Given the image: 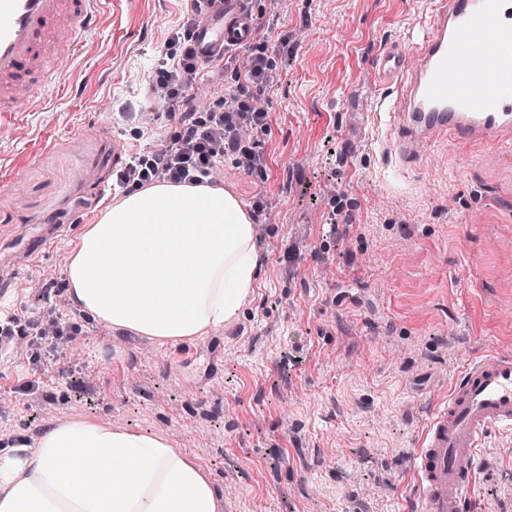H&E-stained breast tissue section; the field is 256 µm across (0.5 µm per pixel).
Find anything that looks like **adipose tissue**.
<instances>
[{"label": "adipose tissue", "instance_id": "ef3b65f1", "mask_svg": "<svg viewBox=\"0 0 512 512\" xmlns=\"http://www.w3.org/2000/svg\"><path fill=\"white\" fill-rule=\"evenodd\" d=\"M255 226L230 192L156 183L106 207L65 265L97 323L161 343L235 322L257 286ZM208 471L162 432L74 418L0 450V512H222Z\"/></svg>", "mask_w": 512, "mask_h": 512}]
</instances>
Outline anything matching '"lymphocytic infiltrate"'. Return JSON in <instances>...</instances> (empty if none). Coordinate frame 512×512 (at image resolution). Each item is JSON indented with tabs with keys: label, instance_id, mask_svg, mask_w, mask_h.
Masks as SVG:
<instances>
[{
	"label": "lymphocytic infiltrate",
	"instance_id": "lymphocytic-infiltrate-1",
	"mask_svg": "<svg viewBox=\"0 0 512 512\" xmlns=\"http://www.w3.org/2000/svg\"><path fill=\"white\" fill-rule=\"evenodd\" d=\"M204 11L203 0H195L191 17L172 30L164 43L148 86L149 96L158 103L183 107L184 112L161 148L146 155L132 154L117 170L113 184L124 191L161 181L212 183L223 176L228 165L260 175L266 171L265 156L256 141L267 136L270 128L269 113L261 103L275 79L267 44L247 42L250 65L244 70L237 68L235 57H227L222 69L229 84L227 96L216 97L203 112L190 107L194 82L203 67L193 45V32L197 16ZM244 125L252 129L253 139L239 136ZM78 332L77 324L63 322L61 313L53 310L43 319L13 311L0 320V334L27 341L25 368L12 392L23 396L38 392V369L59 359L55 337Z\"/></svg>",
	"mask_w": 512,
	"mask_h": 512
}]
</instances>
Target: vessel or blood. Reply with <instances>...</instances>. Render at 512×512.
<instances>
[{
    "label": "vessel or blood",
    "instance_id": "b4317fda",
    "mask_svg": "<svg viewBox=\"0 0 512 512\" xmlns=\"http://www.w3.org/2000/svg\"><path fill=\"white\" fill-rule=\"evenodd\" d=\"M107 0H0V129L33 111L58 80L55 60L76 59ZM412 43L373 61L392 90L378 101L389 151L416 152L448 134L464 145L512 148V0H434ZM239 0H211L195 43L203 62L248 39ZM512 429V352L489 351L463 369L426 423L413 469L419 512H463L490 429Z\"/></svg>",
    "mask_w": 512,
    "mask_h": 512
}]
</instances>
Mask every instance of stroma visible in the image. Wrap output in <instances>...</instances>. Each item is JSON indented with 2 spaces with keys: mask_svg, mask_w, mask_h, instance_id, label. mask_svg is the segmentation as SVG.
<instances>
[{
  "mask_svg": "<svg viewBox=\"0 0 512 512\" xmlns=\"http://www.w3.org/2000/svg\"><path fill=\"white\" fill-rule=\"evenodd\" d=\"M430 0H256V41L275 80L266 178L225 167L222 185L252 213L258 286L239 319L162 346L94 323L68 301L65 257L120 200L112 155L146 154L177 116L149 122L144 91L188 0H114L80 62L58 58L46 110L0 136L4 305L61 309L83 326L80 357L40 373L38 395L0 415V440L37 439L68 417L162 430L224 493L223 512H406L410 458L428 415L465 363L512 351V164L490 149L425 147L385 161L371 67L418 35ZM39 264L15 256L41 250ZM465 512H512V432L480 451Z\"/></svg>",
  "mask_w": 512,
  "mask_h": 512,
  "instance_id": "obj_1",
  "label": "stroma"
}]
</instances>
